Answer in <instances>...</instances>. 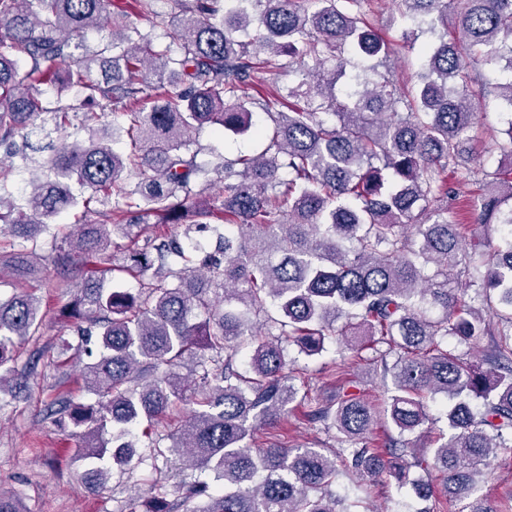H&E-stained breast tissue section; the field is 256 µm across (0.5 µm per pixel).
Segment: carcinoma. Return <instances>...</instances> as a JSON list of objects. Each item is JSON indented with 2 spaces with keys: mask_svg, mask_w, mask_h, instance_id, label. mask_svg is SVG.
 Segmentation results:
<instances>
[{
  "mask_svg": "<svg viewBox=\"0 0 512 512\" xmlns=\"http://www.w3.org/2000/svg\"><path fill=\"white\" fill-rule=\"evenodd\" d=\"M172 2L173 19L156 22L168 43L157 45L109 0H0V223L27 243L0 255V280L32 278L41 236L70 214L71 249L56 255L63 274L79 272L77 257L152 272L135 291L86 276L61 311L99 329L98 350L85 330L59 353L61 367L80 368L90 401L58 396L46 408L79 430L88 487L142 463L128 426L163 423L192 389L189 418L148 445L208 477L183 474L171 491L159 481L154 497L121 512H357L335 490L340 472L410 484L426 500L414 468L444 475L446 503L496 512L472 495L487 460L512 456V231L485 251L448 219V198L473 128L470 97L512 105V82L493 90L468 73L512 70V0H397L404 42L435 36L410 90L386 66L396 45L365 20V0ZM103 27L112 40L89 52ZM259 71L299 81L284 96L249 97L243 85ZM66 90L79 106L51 107L48 93ZM118 103L125 153L94 128ZM256 109L268 126L253 123ZM50 120L89 137L32 146ZM206 127L258 137L263 149L200 161L193 135ZM129 168L139 181H126ZM25 171L18 197L11 177ZM217 181L215 205L203 193ZM471 184L475 223L512 228V164ZM108 203L109 223L88 220ZM224 221L238 233H220ZM148 224H177L184 238L141 248ZM207 231L214 253L195 240ZM43 318L31 292L0 298V394L24 387L17 351ZM483 336L491 344L478 360L448 349L450 338L470 346ZM328 341L344 345L332 363L341 375L372 350L388 392L380 406L348 389L315 403L311 418L348 445L339 458L263 438L308 400L290 347L311 358ZM190 362L192 380L180 373ZM437 395L449 403L446 429L417 455L405 436L427 432L426 399ZM379 424L391 434L376 448Z\"/></svg>",
  "mask_w": 512,
  "mask_h": 512,
  "instance_id": "cac0c4a2",
  "label": "carcinoma"
}]
</instances>
